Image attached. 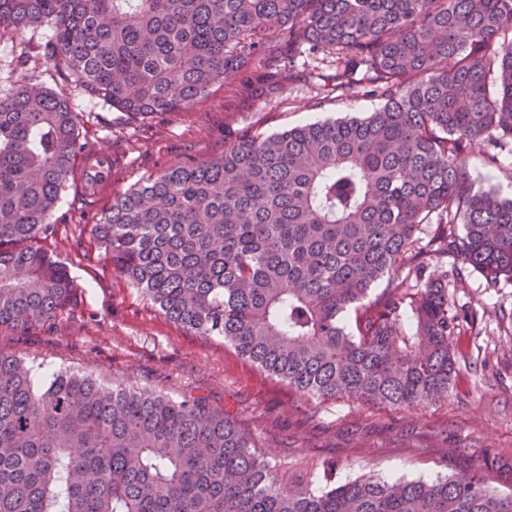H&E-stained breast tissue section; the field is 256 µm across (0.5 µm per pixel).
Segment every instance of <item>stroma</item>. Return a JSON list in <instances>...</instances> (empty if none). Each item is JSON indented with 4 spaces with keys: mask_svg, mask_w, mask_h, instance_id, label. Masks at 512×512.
Masks as SVG:
<instances>
[{
    "mask_svg": "<svg viewBox=\"0 0 512 512\" xmlns=\"http://www.w3.org/2000/svg\"><path fill=\"white\" fill-rule=\"evenodd\" d=\"M48 27L0 32V97L22 86L59 89L44 55ZM304 75L274 91L261 90L262 70L249 62L242 79L213 85L176 112L133 118L73 89L89 148L112 153V194L87 204L67 189L46 243L64 262L75 294L51 324L21 334L0 332V352L41 370L59 367L105 382L123 381L173 397L186 393L209 402L255 433L270 461L309 477L336 462L344 482L364 474L433 479L483 465L489 457L512 463V281L491 283L471 272L449 291L452 310H476L478 331L461 326L455 342L457 380L447 399L412 408L303 401L285 384L242 358L223 339L188 332L166 318L104 259L91 228L114 197L166 167L191 157L223 153L242 131H282L328 118L363 116L380 105L368 94L369 74L339 91L331 63L301 56ZM475 187L512 196V155L489 163L480 152L466 166Z\"/></svg>",
    "mask_w": 512,
    "mask_h": 512,
    "instance_id": "35a3bbf8",
    "label": "stroma"
}]
</instances>
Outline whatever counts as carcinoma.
<instances>
[{
  "mask_svg": "<svg viewBox=\"0 0 512 512\" xmlns=\"http://www.w3.org/2000/svg\"><path fill=\"white\" fill-rule=\"evenodd\" d=\"M41 25L63 88L0 97V331L44 325L76 288L41 245L86 148L66 89L147 117L252 59L291 82L299 54H323L338 90L365 66L380 107L248 131L130 188L92 231L163 315L305 399L448 398V275L512 281V198L466 172L485 139L512 140V0H0V28ZM494 469L338 482L328 463L318 489L202 397L41 379L0 353V512H512Z\"/></svg>",
  "mask_w": 512,
  "mask_h": 512,
  "instance_id": "1",
  "label": "carcinoma"
}]
</instances>
